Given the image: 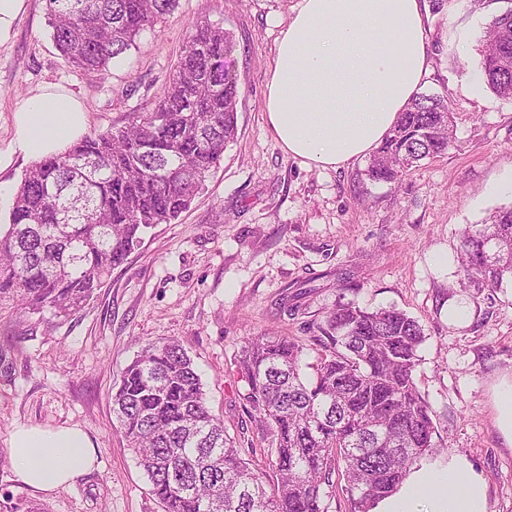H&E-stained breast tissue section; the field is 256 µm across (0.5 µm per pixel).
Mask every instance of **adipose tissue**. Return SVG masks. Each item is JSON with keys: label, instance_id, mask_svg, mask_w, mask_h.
<instances>
[{"label": "adipose tissue", "instance_id": "adipose-tissue-1", "mask_svg": "<svg viewBox=\"0 0 512 512\" xmlns=\"http://www.w3.org/2000/svg\"><path fill=\"white\" fill-rule=\"evenodd\" d=\"M426 0H294L267 78L268 126L289 157L339 169L375 150L430 74ZM86 129L82 103L63 90L24 99L12 155L61 154ZM18 478L50 492L94 464L78 426L18 425L9 437ZM373 512H489L487 486L462 456L416 461Z\"/></svg>", "mask_w": 512, "mask_h": 512}]
</instances>
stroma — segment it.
<instances>
[{"label":"stroma","instance_id":"obj_1","mask_svg":"<svg viewBox=\"0 0 512 512\" xmlns=\"http://www.w3.org/2000/svg\"><path fill=\"white\" fill-rule=\"evenodd\" d=\"M292 0H179L109 66L105 82L69 65L50 36L44 0H27L0 42V150L15 135L20 101L63 89L85 107L87 129L122 126L165 88L196 21L222 23L236 44L238 131L203 191L172 224L145 234L86 306L63 319L0 314V512H163L112 415L126 366L151 343L178 340L193 359L212 414L244 459L268 447L249 415L236 357L247 337L274 332L304 342L315 363L314 326L337 303L393 306L423 326L415 370L433 411L436 461L465 456L488 486L490 512H512V447L501 437L492 387L512 376V285H460L459 244L512 194V102L488 87L471 93L479 47L507 0H428L431 73L424 92L447 99L456 142L395 184L370 181L366 160L334 169L288 158L264 116L267 72ZM466 50H459L460 37ZM353 275L346 289L338 275ZM300 291L298 313L280 309ZM466 307L449 322L448 303ZM77 425L96 465L68 485L36 493L18 480L8 439L16 425Z\"/></svg>","mask_w":512,"mask_h":512}]
</instances>
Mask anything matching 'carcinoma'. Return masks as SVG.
<instances>
[{
	"label": "carcinoma",
	"mask_w": 512,
	"mask_h": 512,
	"mask_svg": "<svg viewBox=\"0 0 512 512\" xmlns=\"http://www.w3.org/2000/svg\"><path fill=\"white\" fill-rule=\"evenodd\" d=\"M178 0H45L51 37L68 63L94 80ZM234 42L219 23L193 25L163 92L128 124L77 140L34 162L0 228V313L67 318L79 311L157 224L189 207L237 129ZM487 87L512 100V8L481 41ZM455 142L445 98L418 93L369 158L367 176L397 183ZM468 283H512V205L464 230ZM304 344L259 333L236 363L251 419L269 440L276 481L239 456L206 405L182 345L152 343L127 366L112 412L163 512H326L336 489L352 512H371L412 464L435 449L432 410L414 372L422 325L393 306L340 303Z\"/></svg>",
	"instance_id": "cac0c4a2"
}]
</instances>
